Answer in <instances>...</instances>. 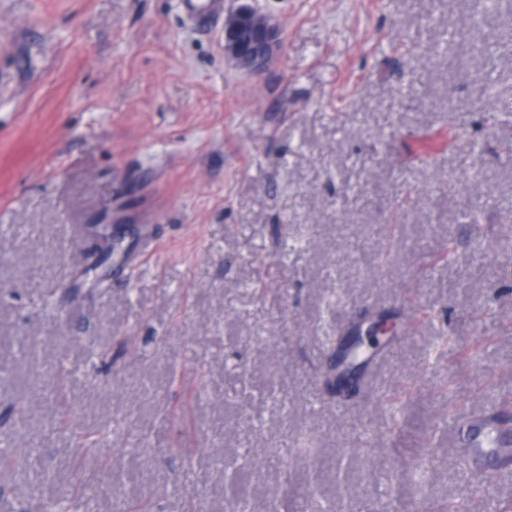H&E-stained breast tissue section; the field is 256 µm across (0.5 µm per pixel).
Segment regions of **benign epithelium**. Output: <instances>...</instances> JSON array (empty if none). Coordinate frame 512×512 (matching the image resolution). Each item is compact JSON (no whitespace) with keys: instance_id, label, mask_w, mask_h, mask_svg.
I'll return each mask as SVG.
<instances>
[{"instance_id":"7a95c632","label":"benign epithelium","mask_w":512,"mask_h":512,"mask_svg":"<svg viewBox=\"0 0 512 512\" xmlns=\"http://www.w3.org/2000/svg\"><path fill=\"white\" fill-rule=\"evenodd\" d=\"M256 0H237L224 19V57L236 68L257 73L265 70L281 47L278 21L255 5ZM395 322L386 317L360 320L346 340L345 348L363 344L375 348L390 339Z\"/></svg>"}]
</instances>
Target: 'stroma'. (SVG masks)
Returning a JSON list of instances; mask_svg holds the SVG:
<instances>
[{"mask_svg":"<svg viewBox=\"0 0 512 512\" xmlns=\"http://www.w3.org/2000/svg\"><path fill=\"white\" fill-rule=\"evenodd\" d=\"M260 3L283 45L247 74L182 0H0V407L41 460L0 466V512L89 475L70 512L512 501V459L458 467L452 432L512 413V123L484 96L512 0L473 33L476 0ZM376 315L382 363L331 388ZM395 327V322L386 317L363 318L350 331L343 352L356 344L375 348L392 337Z\"/></svg>","mask_w":512,"mask_h":512,"instance_id":"stroma-1","label":"stroma"}]
</instances>
